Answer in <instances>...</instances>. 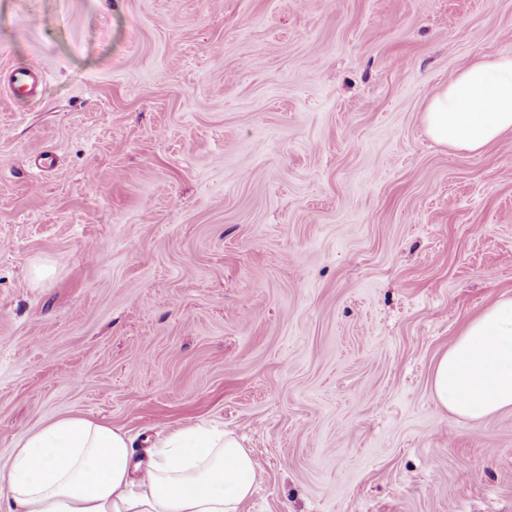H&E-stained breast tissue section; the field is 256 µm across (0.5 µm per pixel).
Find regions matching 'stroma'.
<instances>
[{
    "instance_id": "stroma-1",
    "label": "stroma",
    "mask_w": 512,
    "mask_h": 512,
    "mask_svg": "<svg viewBox=\"0 0 512 512\" xmlns=\"http://www.w3.org/2000/svg\"><path fill=\"white\" fill-rule=\"evenodd\" d=\"M501 54L512 0H0V84L46 76L0 96V457L217 423L241 512H512V411L432 395L512 295V135L422 121ZM43 80V74L29 68H16L8 78L7 97L11 102L25 101L33 95Z\"/></svg>"
}]
</instances>
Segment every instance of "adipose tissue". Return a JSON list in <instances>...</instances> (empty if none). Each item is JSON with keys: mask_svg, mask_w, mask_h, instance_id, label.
Segmentation results:
<instances>
[{"mask_svg": "<svg viewBox=\"0 0 512 512\" xmlns=\"http://www.w3.org/2000/svg\"><path fill=\"white\" fill-rule=\"evenodd\" d=\"M423 122L438 143L468 151L512 133V55L472 60L429 98ZM432 388L470 421L512 411V296L466 325ZM257 476L251 452L216 424L171 432L144 469L124 432L68 416L20 439L0 466V512H239Z\"/></svg>", "mask_w": 512, "mask_h": 512, "instance_id": "1", "label": "adipose tissue"}]
</instances>
